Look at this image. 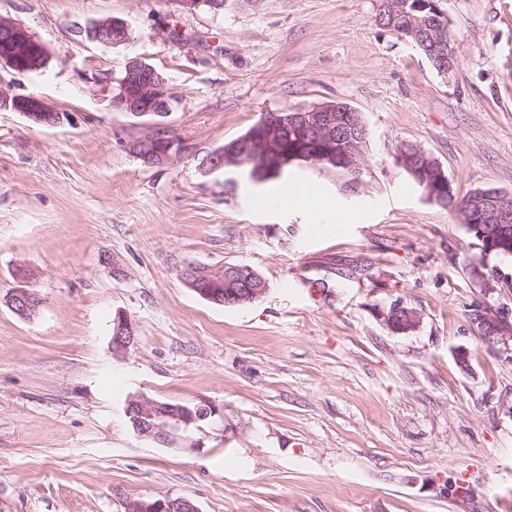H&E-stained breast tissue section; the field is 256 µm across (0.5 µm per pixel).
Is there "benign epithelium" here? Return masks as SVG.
Returning a JSON list of instances; mask_svg holds the SVG:
<instances>
[{"mask_svg":"<svg viewBox=\"0 0 512 512\" xmlns=\"http://www.w3.org/2000/svg\"><path fill=\"white\" fill-rule=\"evenodd\" d=\"M182 9L193 12L201 7L224 9V0H178ZM409 0H381V16L400 15L406 12ZM414 10L419 15H410L408 36L419 38L427 45L426 52L435 69L445 75L454 65L452 54L443 49L439 35L447 30L441 23L444 13L436 0H418ZM87 37L104 46H119L129 40L126 23L118 19L99 20L85 30ZM0 65L25 73L40 67L48 58V50L24 24L0 17ZM174 97L166 77L152 65L140 58L130 59L120 77L112 81L111 103L116 112H124L135 118H144L157 128L156 133L132 142L130 150L144 163L164 165L185 153L183 142L165 130L163 119L170 114ZM17 112L29 121L46 126L63 122L66 114L57 111L43 98L35 94L9 93L0 89V112ZM289 135L299 147L298 155L314 163H328L335 168L354 172L360 164L367 144L368 130L362 115L344 103H321L288 111L267 112L241 136L230 150L222 147L207 152L199 159L198 169L209 174L226 168L251 167L258 177L268 171L279 172L290 161L280 136ZM427 154L420 148L403 160L408 172L424 188L425 196L440 204L446 202L449 189L445 174H439L432 183L421 177L418 170ZM470 214L474 223L468 225V233L482 243V260L479 265L487 267L491 255L498 251L512 257V194L497 190L482 191L473 195ZM15 278L23 287L9 297L12 310L27 318L38 306L39 298L26 284L36 278V272L26 265H18ZM184 281L194 287L200 295L211 302L221 298L220 287L225 281L234 280L237 287L226 294L233 302H253L267 290L263 277L251 267L245 269L226 267H198L190 265L182 273ZM377 317L393 332L409 333L418 326V312L411 311L401 301L377 309ZM474 332L504 359L512 362V313L488 303L474 305L468 314ZM135 327L123 314L113 319L112 353L119 356L133 345ZM124 414L134 433L160 445L172 446L186 442V450L193 452L200 443L191 438L198 423L212 414L207 404L189 407L180 404H164L141 395L129 397L124 405ZM127 512H198L187 499L170 497L133 499Z\"/></svg>","mask_w":512,"mask_h":512,"instance_id":"obj_1","label":"benign epithelium"}]
</instances>
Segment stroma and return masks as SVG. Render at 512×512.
I'll return each mask as SVG.
<instances>
[{"instance_id": "stroma-1", "label": "stroma", "mask_w": 512, "mask_h": 512, "mask_svg": "<svg viewBox=\"0 0 512 512\" xmlns=\"http://www.w3.org/2000/svg\"><path fill=\"white\" fill-rule=\"evenodd\" d=\"M455 64L440 75L376 23L379 0H0V16L48 48L0 88L44 98L56 126L0 112V512H126L133 498L185 497L198 512H512V362L467 314L512 311V258L485 290L474 238L395 159L412 144L455 198L512 193V0H437ZM124 20L126 44L83 30ZM164 74L165 120L187 155L144 164L149 122L113 111L107 84L129 58ZM326 102L362 113L368 149L349 174L295 162L253 181L209 175L196 154L262 114ZM314 182L348 213L339 226L254 198ZM41 298L23 319L17 265ZM244 264L258 301L208 302L187 265ZM403 301L417 329L379 308ZM125 314L136 342L111 348ZM469 352L468 367L456 359ZM204 402L190 453L137 436L128 395ZM377 317L392 331L409 333L418 326V312L411 311L401 301L391 303L388 307L377 309Z\"/></svg>"}]
</instances>
